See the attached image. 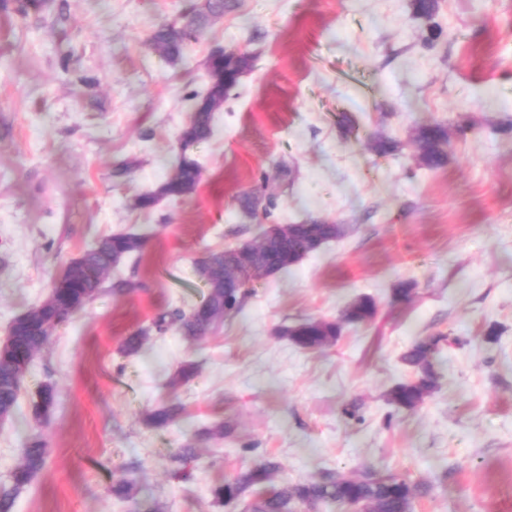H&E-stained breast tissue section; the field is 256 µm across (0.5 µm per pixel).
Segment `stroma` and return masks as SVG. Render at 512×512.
<instances>
[{
	"mask_svg": "<svg viewBox=\"0 0 512 512\" xmlns=\"http://www.w3.org/2000/svg\"><path fill=\"white\" fill-rule=\"evenodd\" d=\"M187 2L46 0L24 17L0 0V340L100 238H149L118 269L136 289L101 290L53 329L0 423V484L29 435L46 442L15 512H224L212 487L266 457L278 484L373 469L431 484L413 512H512V0H435L429 21L411 0H228L172 62L149 39ZM217 45L251 64L214 136L192 149L200 181L135 209L173 172ZM433 123L448 130V161L430 170L414 137ZM381 137L399 150L379 155ZM260 190L272 207L247 215L242 198ZM312 218L346 232L254 280L214 333L172 329L119 353L159 311L202 300L204 252ZM401 282L409 300L393 298ZM363 295L376 319L344 325L333 346L304 351L278 335L340 319ZM437 332L455 340L437 389L412 410L389 403L412 374L403 353ZM188 361L197 377L172 384ZM45 383L58 397L38 428L28 397ZM171 399L187 419L146 427ZM228 420L233 434L201 444L179 476L186 439ZM122 478L138 484L136 501L113 498Z\"/></svg>",
	"mask_w": 512,
	"mask_h": 512,
	"instance_id": "obj_1",
	"label": "stroma"
}]
</instances>
